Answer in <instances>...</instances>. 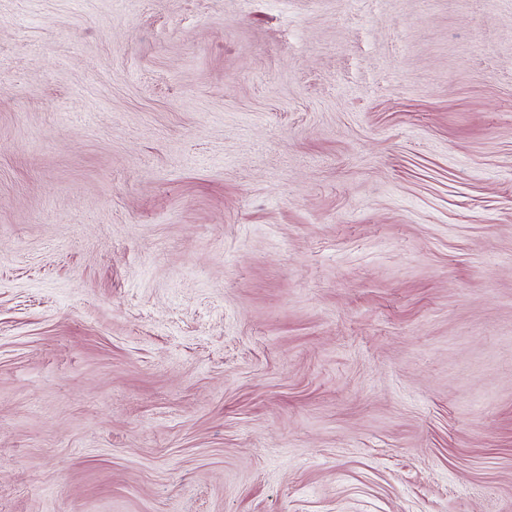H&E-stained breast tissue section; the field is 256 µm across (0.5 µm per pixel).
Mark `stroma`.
<instances>
[{
  "instance_id": "1",
  "label": "stroma",
  "mask_w": 512,
  "mask_h": 512,
  "mask_svg": "<svg viewBox=\"0 0 512 512\" xmlns=\"http://www.w3.org/2000/svg\"><path fill=\"white\" fill-rule=\"evenodd\" d=\"M0 512H512V0H0Z\"/></svg>"
}]
</instances>
